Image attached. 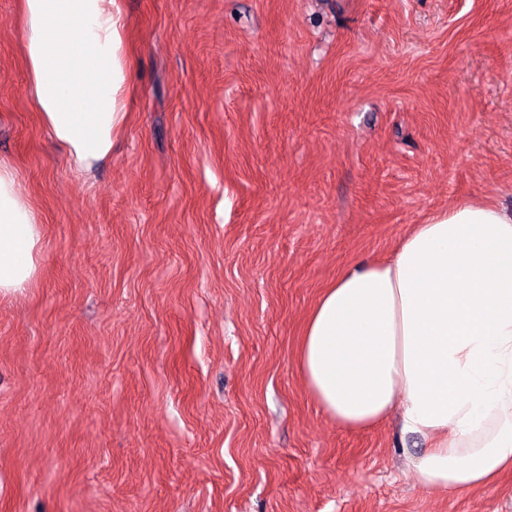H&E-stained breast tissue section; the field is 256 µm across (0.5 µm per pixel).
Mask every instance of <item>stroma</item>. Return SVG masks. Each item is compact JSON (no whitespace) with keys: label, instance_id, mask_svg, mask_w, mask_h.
Wrapping results in <instances>:
<instances>
[{"label":"stroma","instance_id":"1","mask_svg":"<svg viewBox=\"0 0 512 512\" xmlns=\"http://www.w3.org/2000/svg\"><path fill=\"white\" fill-rule=\"evenodd\" d=\"M128 123L74 173L0 0V160L42 224L0 301V512H512L422 488L295 352L322 289L468 197L512 207V0H123Z\"/></svg>","mask_w":512,"mask_h":512}]
</instances>
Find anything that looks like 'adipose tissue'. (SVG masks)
Masks as SVG:
<instances>
[{"mask_svg":"<svg viewBox=\"0 0 512 512\" xmlns=\"http://www.w3.org/2000/svg\"><path fill=\"white\" fill-rule=\"evenodd\" d=\"M27 91L71 168L92 175L126 123L131 79L121 0H21ZM42 234L0 162V298L40 272ZM318 408L343 429L393 410L426 439L425 489L461 493L512 472V211L461 199L414 225L385 261L324 289L297 353Z\"/></svg>","mask_w":512,"mask_h":512,"instance_id":"obj_1","label":"adipose tissue"}]
</instances>
